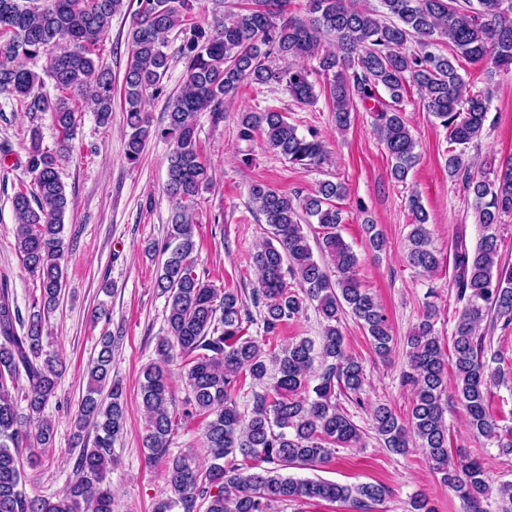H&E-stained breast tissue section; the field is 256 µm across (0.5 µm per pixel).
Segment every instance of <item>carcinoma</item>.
Masks as SVG:
<instances>
[{"label": "carcinoma", "mask_w": 512, "mask_h": 512, "mask_svg": "<svg viewBox=\"0 0 512 512\" xmlns=\"http://www.w3.org/2000/svg\"><path fill=\"white\" fill-rule=\"evenodd\" d=\"M126 0H0V92L25 112H50L58 133L56 149L42 148L32 131L25 166L31 190L12 198L16 246L29 276L39 282L40 298L27 317L0 279V512H112L106 484L112 447L124 430L126 406L120 383L112 379L114 339L106 332L89 368V382L78 404L73 439L80 446L74 479L55 500L26 491L23 452L52 443L51 422L43 417L55 396L61 364L43 353L46 318L59 305L67 263L64 218L72 202L59 175L73 150L78 114L91 111L99 124L112 116V72L99 52L112 16ZM252 6L204 26L194 21V0H136L131 11L130 55L123 77L128 128L125 156L139 161L151 137L166 140L165 191L175 202L166 256L156 288L166 297L167 336L158 344L159 361L143 370L140 385L147 420L143 446L149 460L165 465V496L155 512H275L280 504L303 500L341 502L355 512L380 503L381 484L346 485L323 479H298L290 468L314 467L332 460L340 448L358 444V428L336 405L340 390L361 402L366 384L363 363L346 352L339 328L348 312L361 324L374 354L387 358L394 336L386 314L357 277L358 256L337 228L343 223L335 200L346 189L330 180L314 193L292 198L255 182L249 197L270 227L271 237L252 257L259 274L253 301L260 308L264 336L248 334L253 318L239 295L204 281L193 269L195 204L210 173L197 140L198 114L214 111L241 83L279 85L300 104L314 99L310 71L296 63L316 58L327 80L336 129L345 132L357 105L372 114L373 126L392 161L391 175L407 180L418 153L401 104L407 88L420 91L425 111L448 132V178L462 183L472 198L481 236L474 249L455 245L452 287L462 303L452 333L454 389L464 404L471 430L512 453V427L504 430L491 416L485 396L500 381L501 370L484 360L482 321L494 315L512 325V265L500 261L496 226L512 213V157L497 170L475 171L468 151L480 139L490 112L491 89H477L459 72L460 60L483 67L486 81L512 72V0H380L363 10L349 0H306L307 19L287 15L288 0H251ZM183 34L181 56L186 78L171 100L167 122L152 127L144 110L148 95L163 92L169 69L167 35ZM448 40L452 53L435 52ZM45 57L42 71L28 62ZM284 61L281 67L269 59ZM51 80L56 95L42 92ZM384 90V100L379 90ZM261 131L269 150L301 168L326 160L325 146L311 132L301 135L282 112L264 109L241 114L244 141ZM408 206L413 216L408 261L426 274L440 264L431 246L428 214L419 198ZM315 219L316 239L332 267L315 259L302 224ZM315 305L323 320L319 343L300 338L276 349L283 325ZM437 311L429 308L407 337V382L415 398L407 419L392 408L373 409L375 431L384 447L402 454L422 448L434 473L471 510L482 512L489 491L487 473L477 460L453 463L448 456V425L443 396L448 389L446 362L436 334ZM178 350L185 362L189 394L182 418L200 417L206 467L189 454L167 456L175 427L168 409L165 364ZM274 382L252 392L249 413L238 409L245 387ZM26 402L30 430L20 429L18 400ZM93 434L86 445L85 432Z\"/></svg>", "instance_id": "carcinoma-1"}]
</instances>
